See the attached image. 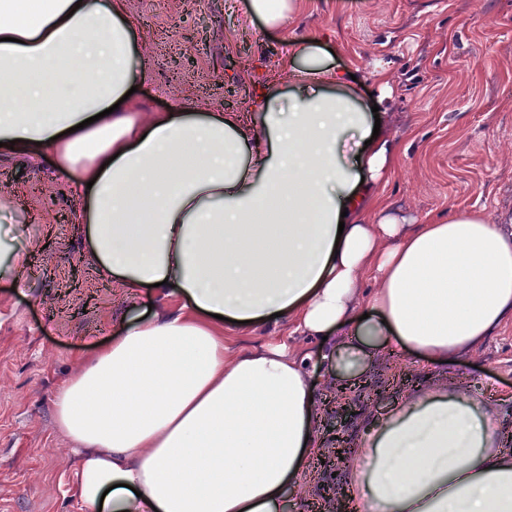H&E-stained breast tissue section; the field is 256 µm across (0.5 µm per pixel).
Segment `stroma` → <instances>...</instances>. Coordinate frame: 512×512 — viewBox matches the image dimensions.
Masks as SVG:
<instances>
[{"mask_svg": "<svg viewBox=\"0 0 512 512\" xmlns=\"http://www.w3.org/2000/svg\"><path fill=\"white\" fill-rule=\"evenodd\" d=\"M248 0H126L149 71L137 90L149 123L177 108L235 110L286 48L281 31L247 13ZM291 28L315 40L330 64L356 69L361 98L390 90L381 122L399 153L382 190L388 213L428 224L463 211L512 225V0H301ZM81 203L45 158L0 154V512H88L74 497L78 455L55 422V395L80 360L119 335L124 322L178 311L176 300L130 293L101 277L72 214ZM287 343L317 351L291 317L224 326V356ZM369 392L352 397L348 444L400 400L404 368L423 386L468 391L477 414L512 430V321L470 348L452 370L405 349L366 361ZM320 467L286 499L345 485L353 467Z\"/></svg>", "mask_w": 512, "mask_h": 512, "instance_id": "obj_1", "label": "stroma"}]
</instances>
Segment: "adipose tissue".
Listing matches in <instances>:
<instances>
[{"mask_svg":"<svg viewBox=\"0 0 512 512\" xmlns=\"http://www.w3.org/2000/svg\"><path fill=\"white\" fill-rule=\"evenodd\" d=\"M0 0V141L52 158L104 278L157 287L176 314L129 321L59 392L92 512H282L320 452L309 368L358 386L388 343L438 364L512 319V229L460 212L401 233L380 188L397 164L350 69L289 38L284 87L242 112L173 110L140 126L147 68L124 0ZM390 237L378 249V236ZM374 286L367 319L350 303ZM293 316L340 349L224 360V321ZM467 391L404 398L345 485L375 512H512V448Z\"/></svg>","mask_w":512,"mask_h":512,"instance_id":"obj_1","label":"adipose tissue"}]
</instances>
